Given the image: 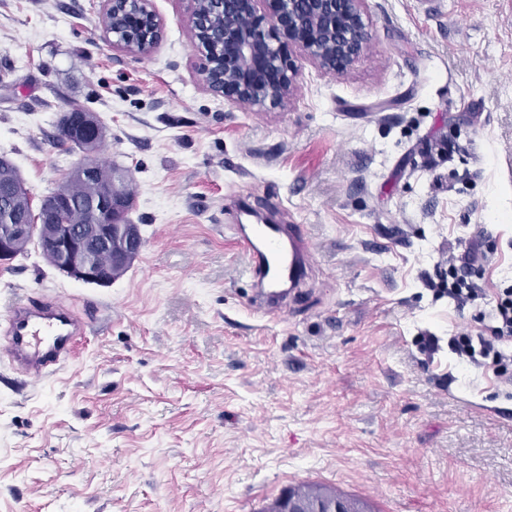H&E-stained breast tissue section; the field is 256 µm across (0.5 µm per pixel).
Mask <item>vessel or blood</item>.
I'll return each mask as SVG.
<instances>
[{"mask_svg": "<svg viewBox=\"0 0 512 512\" xmlns=\"http://www.w3.org/2000/svg\"><path fill=\"white\" fill-rule=\"evenodd\" d=\"M239 250L247 257V271L263 288L252 306L267 315L278 307L283 282L298 285L308 265L309 241L294 224H254L235 227ZM84 317L69 300L60 297H25L13 303L0 321V356L34 379L63 367L82 335Z\"/></svg>", "mask_w": 512, "mask_h": 512, "instance_id": "1", "label": "vessel or blood"}]
</instances>
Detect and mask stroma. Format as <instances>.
I'll return each instance as SVG.
<instances>
[{"label":"stroma","instance_id":"obj_1","mask_svg":"<svg viewBox=\"0 0 512 512\" xmlns=\"http://www.w3.org/2000/svg\"><path fill=\"white\" fill-rule=\"evenodd\" d=\"M156 48H116L106 0H0V154L33 202L81 160L79 107L135 182L143 247L107 286L37 245L0 265L25 296L92 300L55 375L0 359V512H263L308 483L374 512H512V383L417 338L489 333L488 301L435 297L449 248L479 241L512 282V8L368 0L372 40L342 76L301 61L262 112L203 82L190 0H151ZM303 225L314 265L280 315L226 227Z\"/></svg>","mask_w":512,"mask_h":512}]
</instances>
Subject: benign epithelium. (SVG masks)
<instances>
[{"instance_id":"benign-epithelium-1","label":"benign epithelium","mask_w":512,"mask_h":512,"mask_svg":"<svg viewBox=\"0 0 512 512\" xmlns=\"http://www.w3.org/2000/svg\"><path fill=\"white\" fill-rule=\"evenodd\" d=\"M265 3L261 10L259 3ZM130 14L133 26L123 34L112 29V45L145 55L158 41L161 19L150 0H107L105 24L119 12ZM223 24L214 28L212 15ZM188 25L199 33L194 48L204 56L208 88L241 107L264 111L281 107L295 95L300 68L286 47L297 49L322 73L347 72L370 43L367 0H191ZM92 114L81 115L65 135L86 141L83 159L65 178L94 175L95 151L90 132ZM69 200L60 197L48 224H7L0 229V261L14 256L15 244L37 236L48 242L50 253L70 278L83 282L103 280L99 257L113 254L117 261L141 251L138 225L125 221L126 204L107 193L98 203L95 224H67L63 215Z\"/></svg>"}]
</instances>
